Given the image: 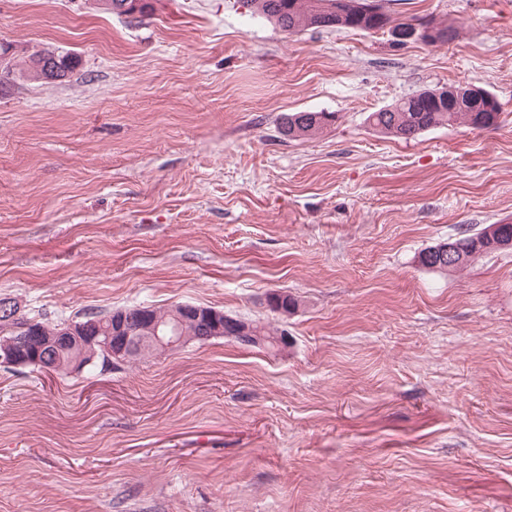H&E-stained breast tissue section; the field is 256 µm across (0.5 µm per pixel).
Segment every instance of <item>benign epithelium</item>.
Returning a JSON list of instances; mask_svg holds the SVG:
<instances>
[{"label": "benign epithelium", "instance_id": "1", "mask_svg": "<svg viewBox=\"0 0 512 512\" xmlns=\"http://www.w3.org/2000/svg\"><path fill=\"white\" fill-rule=\"evenodd\" d=\"M445 39L441 28L431 20L408 21L404 27L391 33V40L396 46L414 41L439 43ZM428 96L437 101L442 99L454 103L463 100L479 101L485 94L480 87L464 85L431 90ZM151 312L152 309L148 306H140L131 312L116 310L112 313V327L106 333L91 318L80 323L68 321L60 326L56 335L48 337V341L60 340L80 348L81 355L71 367L72 372L76 373L95 360L99 348L112 358L114 364L124 363L134 351L145 344L165 351L175 350L184 340L180 331L183 322L188 318L204 321L210 334L224 333V313L215 309L180 303L174 306L171 320L164 322L152 320ZM2 315L8 320L21 318L23 313L19 302L9 296L0 298V316ZM41 348L42 345L32 341L30 337L22 341L6 340L0 343V363L15 368L54 370L55 365L40 359Z\"/></svg>", "mask_w": 512, "mask_h": 512}]
</instances>
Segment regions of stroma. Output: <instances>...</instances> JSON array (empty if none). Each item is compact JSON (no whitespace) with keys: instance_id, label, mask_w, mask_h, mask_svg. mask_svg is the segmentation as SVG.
<instances>
[{"instance_id":"obj_1","label":"stroma","mask_w":512,"mask_h":512,"mask_svg":"<svg viewBox=\"0 0 512 512\" xmlns=\"http://www.w3.org/2000/svg\"><path fill=\"white\" fill-rule=\"evenodd\" d=\"M386 9L459 34H290L242 0H157L136 26L0 0V43L77 59L0 88V296L53 323L192 303L288 334L0 366V512H512V251L418 262L512 222V0ZM458 84L495 95L497 127L366 121ZM291 112L339 119L290 139ZM436 21V19H432ZM431 20L424 21H408L402 28H398L390 33L392 28L399 27L405 22H399L392 27L388 28V33L391 34V44L396 46L406 45L409 42H427V43H440L447 37L443 35L441 28ZM389 34V36H390Z\"/></svg>"}]
</instances>
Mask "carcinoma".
Masks as SVG:
<instances>
[{
	"label": "carcinoma",
	"instance_id": "cac0c4a2",
	"mask_svg": "<svg viewBox=\"0 0 512 512\" xmlns=\"http://www.w3.org/2000/svg\"><path fill=\"white\" fill-rule=\"evenodd\" d=\"M128 3L130 8L138 12L127 16L129 22H138L140 18L154 9L151 0H99L101 9L117 13L118 5ZM252 13L274 23L288 33H296L308 29L327 27L330 18H335L339 27L364 32L383 31L394 23L385 10L381 0H243ZM55 57L58 77L64 78L75 66L74 57L68 52L49 51ZM43 52L37 51L22 59V67H17L15 56H10L5 71H0V78L6 77L1 86L11 81L15 69L29 80H37L36 67L42 60ZM392 111L371 113L367 120L379 132L393 137L408 139L421 132L439 126L465 124L472 128L485 129L498 125L501 106L498 101L479 104H447L434 103L419 91L391 105ZM331 115L324 112H296L281 117L280 133L287 138H305L313 136L329 124ZM459 243L458 261L450 264L440 256L419 253L422 266L437 271L460 270L470 265L483 254L503 250V245L512 244V224H497L491 230L471 233L464 231L455 238ZM32 326L25 324L0 323V342L13 336H33L40 331L42 336H51L57 325L50 324L43 318L27 317Z\"/></svg>",
	"mask_w": 512,
	"mask_h": 512
}]
</instances>
